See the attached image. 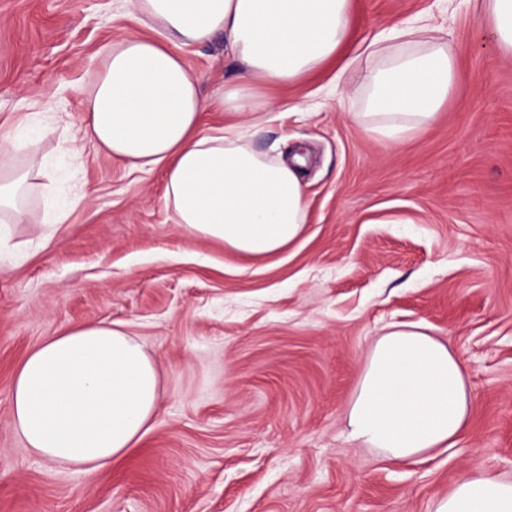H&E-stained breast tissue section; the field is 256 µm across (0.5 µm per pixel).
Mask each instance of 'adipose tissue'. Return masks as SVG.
<instances>
[{
    "instance_id": "obj_1",
    "label": "adipose tissue",
    "mask_w": 512,
    "mask_h": 512,
    "mask_svg": "<svg viewBox=\"0 0 512 512\" xmlns=\"http://www.w3.org/2000/svg\"><path fill=\"white\" fill-rule=\"evenodd\" d=\"M129 12L155 30L113 43L88 76L79 144L124 160L131 169L163 168L165 202L187 236L220 242L238 255L272 257L303 232L302 155L275 161L252 148L242 126L203 130L209 110H263L260 84L292 83L334 58L350 37V0H128ZM499 45L512 52V0H475ZM427 20L392 29L367 46L374 66L364 81L367 132L396 134L429 124L448 96L453 65ZM223 36L241 65L242 85L211 97L176 47ZM0 134V247L23 216V199L50 179L44 158ZM160 376L141 343L117 323L76 324L45 338L19 364L11 414L31 452L80 470L111 463L136 447L159 408ZM472 399L449 343L422 326L384 329L373 341L347 411L351 440L408 462L448 448L466 429ZM434 512H512V481L481 471L462 478Z\"/></svg>"
}]
</instances>
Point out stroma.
I'll return each mask as SVG.
<instances>
[{"label":"stroma","mask_w":512,"mask_h":512,"mask_svg":"<svg viewBox=\"0 0 512 512\" xmlns=\"http://www.w3.org/2000/svg\"><path fill=\"white\" fill-rule=\"evenodd\" d=\"M423 15L455 77L398 144L357 124L368 61L345 53L261 87L260 117L203 113L306 157L302 236L250 262L185 235L163 171L62 148L87 74L147 31L122 0H0V125L47 156L54 205L82 200L47 242L32 191L0 248V512H434L472 470L512 479V55L464 0H352L353 42ZM180 54L204 95L236 85L223 37ZM100 320L155 360L159 411L135 448L78 471L26 448L10 390L43 339ZM399 323L452 342L473 398L453 447L403 465L346 434L370 345Z\"/></svg>","instance_id":"35a3bbf8"}]
</instances>
